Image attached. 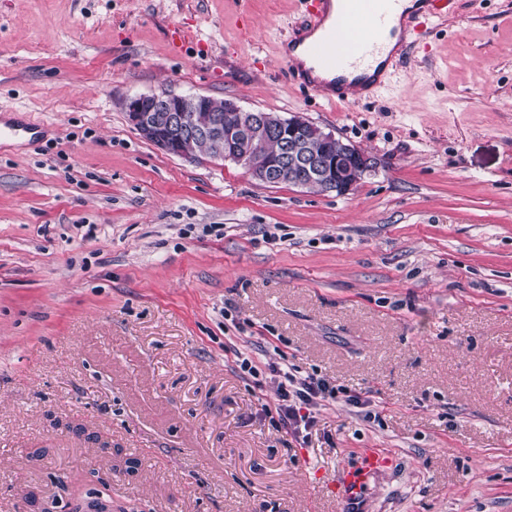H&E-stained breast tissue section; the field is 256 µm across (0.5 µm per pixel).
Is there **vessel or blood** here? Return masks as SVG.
<instances>
[{
    "mask_svg": "<svg viewBox=\"0 0 512 512\" xmlns=\"http://www.w3.org/2000/svg\"><path fill=\"white\" fill-rule=\"evenodd\" d=\"M302 0L303 18L281 45L284 77L327 103L371 100L409 59L410 44L427 45L437 22L458 13L460 0ZM386 456L364 451L344 468L338 496L350 503L363 495Z\"/></svg>",
    "mask_w": 512,
    "mask_h": 512,
    "instance_id": "obj_1",
    "label": "vessel or blood"
}]
</instances>
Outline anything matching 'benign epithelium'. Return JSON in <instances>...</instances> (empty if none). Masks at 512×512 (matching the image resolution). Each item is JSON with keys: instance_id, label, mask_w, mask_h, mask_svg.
Here are the masks:
<instances>
[{"instance_id": "7a95c632", "label": "benign epithelium", "mask_w": 512, "mask_h": 512, "mask_svg": "<svg viewBox=\"0 0 512 512\" xmlns=\"http://www.w3.org/2000/svg\"><path fill=\"white\" fill-rule=\"evenodd\" d=\"M206 99V95L168 91L140 94L127 101L126 119L144 140L181 157L190 158L192 154L175 149L177 143L187 137H208L222 158L242 165L253 179L267 184L287 182L300 187L319 181L328 190L346 195L355 183L345 178V171L356 169L367 175L376 169L373 157L351 143L339 141L330 131L320 130L324 150L309 149L306 128L312 122L301 116L275 118L265 112L248 111L233 100L225 101L216 113L201 115L198 109ZM258 124L267 127L281 146L280 159L260 168L252 164L261 150V143L251 136V127Z\"/></svg>"}]
</instances>
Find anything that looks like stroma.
Returning a JSON list of instances; mask_svg holds the SVG:
<instances>
[{"label": "stroma", "instance_id": "obj_1", "mask_svg": "<svg viewBox=\"0 0 512 512\" xmlns=\"http://www.w3.org/2000/svg\"><path fill=\"white\" fill-rule=\"evenodd\" d=\"M300 0H0V512H512V0H461L368 102L282 75ZM191 34L173 51L169 32ZM161 90L300 115L373 155L347 195L164 153ZM275 241H268V234ZM233 318L224 320L221 308ZM277 337L337 398L305 443L232 346ZM111 443L101 451L98 440ZM386 459L385 454L377 448L364 451L354 465L343 469L336 483V494L346 502L356 503Z\"/></svg>", "mask_w": 512, "mask_h": 512}]
</instances>
